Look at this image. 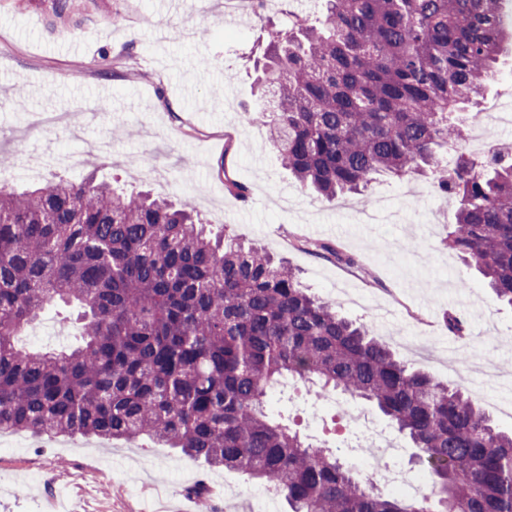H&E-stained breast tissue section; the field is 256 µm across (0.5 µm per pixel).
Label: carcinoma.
<instances>
[{
	"label": "carcinoma",
	"instance_id": "cac0c4a2",
	"mask_svg": "<svg viewBox=\"0 0 512 512\" xmlns=\"http://www.w3.org/2000/svg\"><path fill=\"white\" fill-rule=\"evenodd\" d=\"M322 19L264 25L268 143L325 199L428 175L456 206L448 248L512 305V156L457 147L496 74L512 0H324ZM70 17L76 0H51ZM75 305L79 345L16 336ZM363 400L419 449L425 497L361 482L268 408L287 380ZM0 432L144 436L241 472L290 512H512V433L461 387L411 369L288 262L213 238L194 208L90 179L0 185Z\"/></svg>",
	"mask_w": 512,
	"mask_h": 512
}]
</instances>
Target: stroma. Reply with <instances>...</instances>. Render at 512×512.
<instances>
[{
  "label": "stroma",
  "mask_w": 512,
  "mask_h": 512,
  "mask_svg": "<svg viewBox=\"0 0 512 512\" xmlns=\"http://www.w3.org/2000/svg\"><path fill=\"white\" fill-rule=\"evenodd\" d=\"M49 7L0 0V155L11 159L1 183L43 187L92 175L189 202L213 231L287 259L313 293L475 403L485 360L512 372V306L444 247L455 206L430 178L377 182L370 195L391 196L402 220L360 224L367 197H317L281 167L267 126L243 123L244 110L265 105L255 71L262 25L252 13L225 18L220 0H85L76 23L63 24ZM228 175L246 198L225 191ZM320 245L344 261L317 255ZM70 313L48 306L23 342L74 343L80 326ZM452 317L465 322L464 335L449 331ZM290 392L294 402L277 396L274 408L313 443L341 446L361 481L383 483L369 456L379 433L397 447L390 468L423 474L416 449L369 405L299 384ZM10 439L0 433V512H196L200 484L213 512H288L264 483L146 438L46 437L28 448Z\"/></svg>",
  "instance_id": "obj_1"
}]
</instances>
